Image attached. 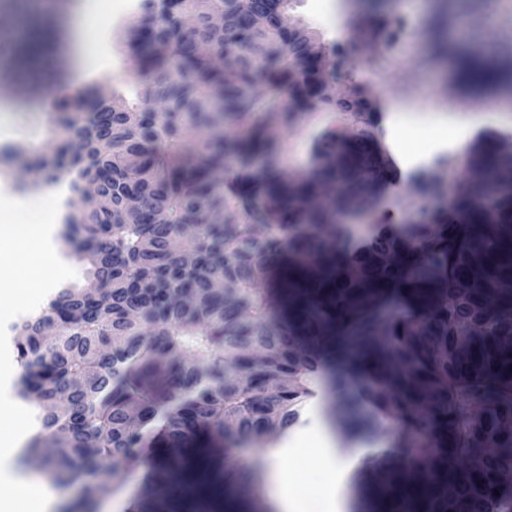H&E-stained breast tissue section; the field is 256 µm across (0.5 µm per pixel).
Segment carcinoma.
Listing matches in <instances>:
<instances>
[{
    "mask_svg": "<svg viewBox=\"0 0 512 512\" xmlns=\"http://www.w3.org/2000/svg\"><path fill=\"white\" fill-rule=\"evenodd\" d=\"M283 0H139L126 32L141 79L133 103L100 90L55 95L62 139L31 168L67 182L59 238L89 266L11 327L16 396L40 408L25 455L46 452L56 481L85 474L92 500L142 449L176 455L137 512H179L204 485L216 501L263 467L329 366L336 394L390 421L394 445L361 467V512H512V160L488 143L487 182L447 208L444 183L414 173L423 199L408 223L377 224L354 247L331 223L395 177L366 102L324 92L307 30ZM378 15L352 38L390 49L407 34ZM268 50L254 58L249 46ZM489 44L467 79L501 80ZM335 109L366 114L313 132L312 167L282 172L276 129ZM248 440L257 457L224 468L201 435Z\"/></svg>",
    "mask_w": 512,
    "mask_h": 512,
    "instance_id": "cac0c4a2",
    "label": "carcinoma"
}]
</instances>
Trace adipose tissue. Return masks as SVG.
I'll use <instances>...</instances> for the list:
<instances>
[{"label": "adipose tissue", "instance_id": "adipose-tissue-1", "mask_svg": "<svg viewBox=\"0 0 512 512\" xmlns=\"http://www.w3.org/2000/svg\"><path fill=\"white\" fill-rule=\"evenodd\" d=\"M384 127L386 140L393 153L399 158L402 167L409 169L424 167L433 155L454 150L469 130L468 123L455 124L448 137L431 139L424 151L408 153L401 147L395 121L386 119ZM43 191L57 203L56 210L48 215L35 209L31 196L19 194L0 185V213L10 211L20 214V221L12 224L10 230L20 247L28 254L23 279L28 282L29 287L14 296L15 312L19 315H34L41 311L56 291L57 278L53 274L54 269L66 265L65 259L58 253L56 236L64 215L62 203L67 188L65 184L52 183L44 186ZM302 435L310 439L326 463L330 512H347L343 490L353 471L352 465L342 459L338 442L320 415H312ZM0 479L14 483L17 487V495L8 512H28L30 504L33 503L37 504L39 512H51L58 498L57 493L51 491L46 484L15 475L7 468L0 470Z\"/></svg>", "mask_w": 512, "mask_h": 512}]
</instances>
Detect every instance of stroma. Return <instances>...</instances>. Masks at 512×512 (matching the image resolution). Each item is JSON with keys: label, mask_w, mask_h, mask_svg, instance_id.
Listing matches in <instances>:
<instances>
[{"label": "stroma", "mask_w": 512, "mask_h": 512, "mask_svg": "<svg viewBox=\"0 0 512 512\" xmlns=\"http://www.w3.org/2000/svg\"><path fill=\"white\" fill-rule=\"evenodd\" d=\"M512 0H291L286 16L290 25L306 28L331 52V81L336 98H366L373 111L386 116L403 108L402 140L408 150L422 147L426 131L447 127L453 111L475 119L473 136L458 152L462 173L449 179L448 194L456 196L465 185V169L480 141L502 139L512 152V96L503 90H479L453 84L444 66L431 62L432 44L424 31L436 17H444L443 38L448 47L479 48L497 44L503 61L512 62V39L504 34ZM84 0H0V105L11 106L8 131L0 133V182L13 186L21 167L43 157L59 139V116L47 99L51 88L72 94L95 85L135 101L138 83L128 68L125 28L135 16L129 0H112V18L103 31L81 24ZM405 17L415 36L406 38L389 60L379 58L373 44L352 42L349 32L373 12ZM17 146L21 156L8 155ZM419 196L404 184L390 186L366 217L341 216L342 230L359 237L369 224H402L421 207ZM335 435L343 439L346 456L362 458L366 449L390 444L388 424L354 438H343L344 413L331 391L315 400ZM280 465L291 475L300 501L323 508V460L306 449L284 455ZM152 463L144 459L130 469L118 487L103 493L94 512H131L141 496Z\"/></svg>", "instance_id": "obj_1"}]
</instances>
